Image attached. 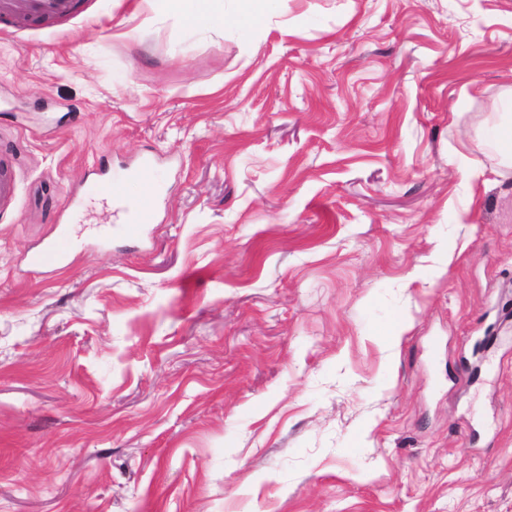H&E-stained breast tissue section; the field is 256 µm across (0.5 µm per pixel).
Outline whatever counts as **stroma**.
I'll use <instances>...</instances> for the list:
<instances>
[{"instance_id":"1","label":"stroma","mask_w":512,"mask_h":512,"mask_svg":"<svg viewBox=\"0 0 512 512\" xmlns=\"http://www.w3.org/2000/svg\"><path fill=\"white\" fill-rule=\"evenodd\" d=\"M511 85L512 0L0 31V512H512ZM511 129V114L506 123L502 113L489 112L482 132L472 140V147L481 153L497 154L500 157V164L507 169H512L511 147L507 149L505 146L508 134L511 139ZM155 178L156 170L153 161L144 158L126 179L113 180L110 183L113 200L123 201L129 185H136L141 196L131 224L126 225V232L130 235H141L148 224H153ZM17 178L13 168L0 165V211L12 206L17 198ZM69 250V240L64 234H58L50 242L27 255V263L32 268L49 265H63Z\"/></svg>"}]
</instances>
